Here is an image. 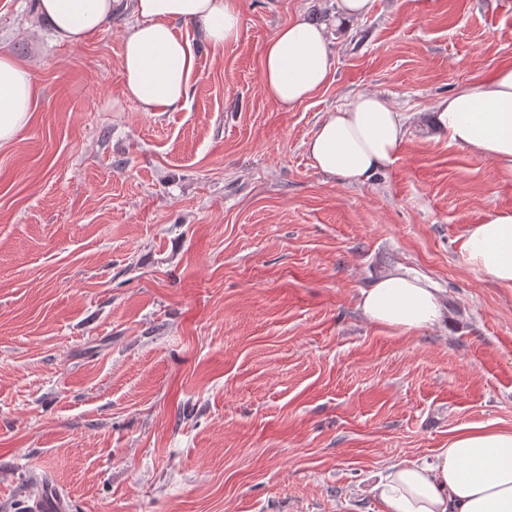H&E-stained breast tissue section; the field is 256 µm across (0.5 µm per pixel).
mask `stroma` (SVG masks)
<instances>
[{"label": "stroma", "mask_w": 512, "mask_h": 512, "mask_svg": "<svg viewBox=\"0 0 512 512\" xmlns=\"http://www.w3.org/2000/svg\"><path fill=\"white\" fill-rule=\"evenodd\" d=\"M240 36L193 26L181 107L144 112L120 73L131 10L81 45L33 0H0V53L37 106L0 149V512L44 486L66 512H379L390 463L464 426L512 428V289L465 261L470 225L512 210V175L450 144L448 94L512 64V0H239ZM325 25L334 72L282 111L266 41ZM374 92L408 117L365 184L305 151ZM405 267L444 322L400 334L356 297Z\"/></svg>", "instance_id": "stroma-1"}]
</instances>
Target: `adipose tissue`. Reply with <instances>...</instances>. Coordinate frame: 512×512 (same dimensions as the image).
Listing matches in <instances>:
<instances>
[{"label":"adipose tissue","mask_w":512,"mask_h":512,"mask_svg":"<svg viewBox=\"0 0 512 512\" xmlns=\"http://www.w3.org/2000/svg\"><path fill=\"white\" fill-rule=\"evenodd\" d=\"M123 0H36V12L57 40L81 44L98 34ZM138 17L123 38L126 93L145 112L177 109L196 73V58L177 23L197 26L221 46L240 34L238 0H134ZM335 66L324 26L298 17L276 30L262 55L265 95L288 110L313 97ZM36 78L27 63L0 55V148L30 121ZM437 124L450 143L491 159L512 174V66L460 88L437 107ZM405 117L376 93L356 96L331 112L306 142L324 173L353 183L370 181L392 164L405 138ZM466 263L512 288V211L471 225ZM357 307L372 324L411 333L441 324L446 310L438 288L398 268L361 289ZM380 512H512V429L469 425L429 457L389 465L370 488Z\"/></svg>","instance_id":"adipose-tissue-1"}]
</instances>
